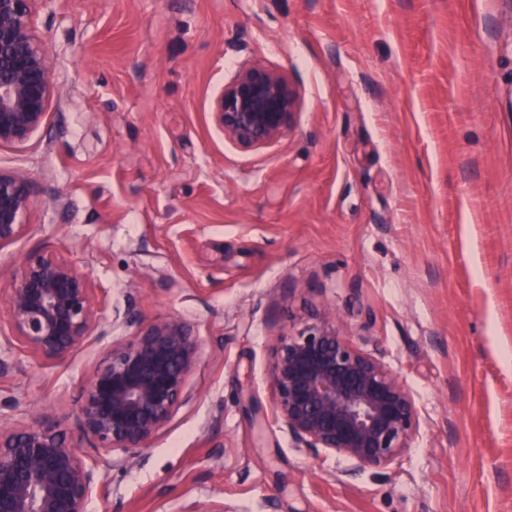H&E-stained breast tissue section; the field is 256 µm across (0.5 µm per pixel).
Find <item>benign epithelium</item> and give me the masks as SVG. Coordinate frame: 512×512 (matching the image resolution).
<instances>
[{
    "label": "benign epithelium",
    "instance_id": "1",
    "mask_svg": "<svg viewBox=\"0 0 512 512\" xmlns=\"http://www.w3.org/2000/svg\"><path fill=\"white\" fill-rule=\"evenodd\" d=\"M39 0H0V148L26 146L47 126L58 88L32 27ZM298 95L265 66L239 71L214 96L211 114L243 149L277 142L295 120ZM28 177L0 167V249L25 232ZM13 338L40 359L67 358L92 337L102 301L88 274L52 250L23 257L3 289ZM131 336L112 342L79 404L83 439L100 454H129L150 441L188 400L202 358L195 327L181 317L136 316ZM270 411L295 442L353 459L391 464L416 433L418 413L402 375L361 349L325 314L281 339L267 370ZM98 482L58 426L0 427V512H87Z\"/></svg>",
    "mask_w": 512,
    "mask_h": 512
}]
</instances>
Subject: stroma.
Listing matches in <instances>:
<instances>
[{"label":"stroma","mask_w":512,"mask_h":512,"mask_svg":"<svg viewBox=\"0 0 512 512\" xmlns=\"http://www.w3.org/2000/svg\"><path fill=\"white\" fill-rule=\"evenodd\" d=\"M32 23L61 94L0 148L32 185L0 285L51 249L104 308L99 338L45 361L7 343L0 301V426L48 420L92 454L88 512H512V0H39ZM258 64L298 108L246 151L211 104ZM328 312L414 397L387 467L253 412L281 338ZM134 314L191 322L203 356L117 462L77 408Z\"/></svg>","instance_id":"1"}]
</instances>
